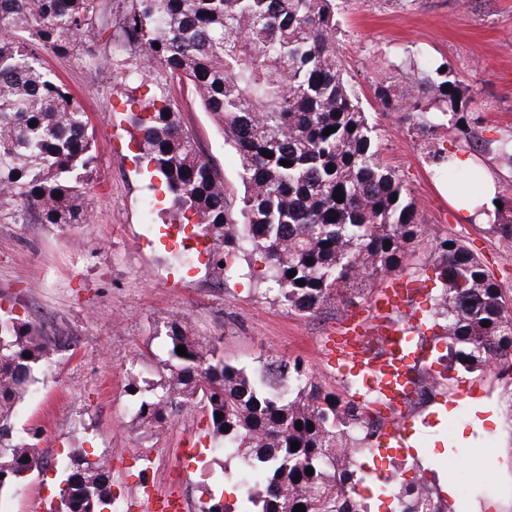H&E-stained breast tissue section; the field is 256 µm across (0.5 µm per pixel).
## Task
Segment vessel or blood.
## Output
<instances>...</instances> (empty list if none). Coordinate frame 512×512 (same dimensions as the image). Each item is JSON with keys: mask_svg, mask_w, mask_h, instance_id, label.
Masks as SVG:
<instances>
[{"mask_svg": "<svg viewBox=\"0 0 512 512\" xmlns=\"http://www.w3.org/2000/svg\"><path fill=\"white\" fill-rule=\"evenodd\" d=\"M413 290L410 282L391 281L375 295V315L372 320L350 321L341 325L338 331V361L353 375L362 376L365 386L376 395L375 408L388 418L386 427L377 438L382 448H401L405 445L395 413L410 393L412 364L405 350L404 332L392 323L390 313ZM375 339L386 347L383 357L375 358L367 353V343Z\"/></svg>", "mask_w": 512, "mask_h": 512, "instance_id": "b4317fda", "label": "vessel or blood"}]
</instances>
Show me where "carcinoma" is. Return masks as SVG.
Instances as JSON below:
<instances>
[{
	"label": "carcinoma",
	"mask_w": 512,
	"mask_h": 512,
	"mask_svg": "<svg viewBox=\"0 0 512 512\" xmlns=\"http://www.w3.org/2000/svg\"><path fill=\"white\" fill-rule=\"evenodd\" d=\"M332 2L131 0L122 44L134 45L140 63L128 68L120 59L107 60L138 88L158 71L194 86L240 158L245 191L239 202L229 200L220 170L162 91L131 113L137 163L164 183L171 219L193 225L192 236L205 240L210 274L224 275L223 262L243 261L250 269L261 261L265 292L306 313L332 300L350 304L379 274L404 271L409 245L425 236L343 77ZM97 14V0H0V206L17 205L24 219L89 223L85 182L92 173L93 132L76 99H66L68 88L42 70L37 50H79L96 34ZM17 29L27 37H17ZM467 93L439 67L400 90L382 83L375 89L384 109L401 108L421 134L436 130L442 117L458 141L512 168V136L481 139V116L468 111ZM328 127L336 131L326 136ZM489 230L512 247L511 202L495 210ZM434 251L443 285L434 315L445 323L450 359L466 370L512 369V310L497 281L455 236L435 240ZM168 336L170 374L160 390L142 397L141 422L160 430L174 413L202 403L212 435L267 473L259 485L240 484L233 503L210 497L203 512H277L286 497L306 510L316 497L321 512H369L353 464L374 435L361 407L341 402L298 363L266 361L249 374L225 362L217 348L191 341L179 318L169 323ZM179 345L188 356L178 355ZM52 350L53 341L27 320L0 316V492L43 470L40 432H29L23 442L13 419ZM294 441L300 443L296 451ZM56 482V512L112 508L106 457L78 452L59 464ZM386 492L399 504L397 512H445L422 476Z\"/></svg>",
	"instance_id": "obj_1"
}]
</instances>
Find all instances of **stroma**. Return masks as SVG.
Returning <instances> with one entry per match:
<instances>
[{
	"label": "stroma",
	"instance_id": "1",
	"mask_svg": "<svg viewBox=\"0 0 512 512\" xmlns=\"http://www.w3.org/2000/svg\"><path fill=\"white\" fill-rule=\"evenodd\" d=\"M100 34L83 51L39 53L42 69L63 83L86 112L94 130L95 156L89 181L91 221L39 224L21 221L0 206V309L26 316L56 343L51 370L38 375L17 411V435L39 430L44 470L16 489L0 494V512H33L52 501L61 459L80 448L89 457L112 460V494L125 512H143L148 493L180 489L190 512L209 496L236 501L235 481L225 470L238 467L222 442L205 436L206 409L176 414L151 432L136 416L138 394L129 382L156 384L167 373L171 340L167 324L183 317L188 334L202 346H217L226 362L257 370L270 358L299 361L321 386L347 398V375L322 353L328 338L347 318L371 319L373 290L355 305L325 303L298 314L265 295L255 281L237 275L208 276L204 255L183 262L180 235L167 230L159 209L143 211L144 197H161L129 150V115L139 106L119 75L102 59L115 50L128 0H98ZM338 23L336 53L344 77L357 91L384 161L401 178L427 234L408 251L401 279L417 292L392 312V320L413 327L419 383H441L425 405L402 411L404 429L419 450H371L359 458L363 485L417 475L451 484L468 512H512V428L485 426L468 440L471 401L500 404L512 380L490 370L465 371L447 359L448 338L432 324L435 239L452 234L476 253L497 279L512 308V249L504 248L487 225L464 219L448 201V187L470 182V169L454 176L432 166L429 149L461 152L446 130L425 137L383 109L375 98L379 82L399 86L414 71L446 65L462 87L472 88L470 111L483 118L480 137L512 132V0H334ZM183 122L196 133L204 154L224 175L231 195L243 192L240 159L226 144L215 119L188 84L166 88ZM493 449L491 479L466 482L470 463L459 448ZM157 453L162 464L145 469Z\"/></svg>",
	"mask_w": 512,
	"mask_h": 512
}]
</instances>
